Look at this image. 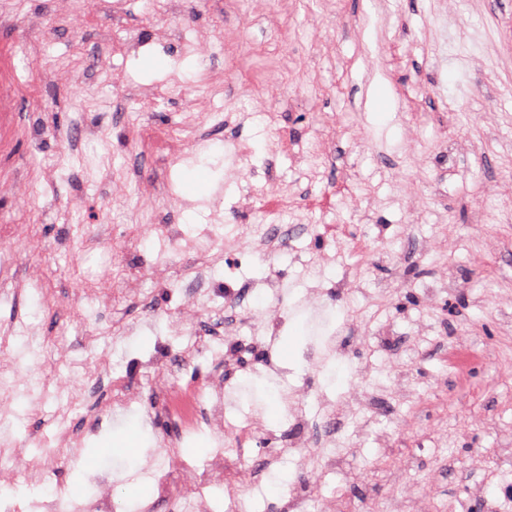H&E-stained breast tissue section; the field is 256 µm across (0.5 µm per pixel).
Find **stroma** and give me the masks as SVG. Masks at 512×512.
Wrapping results in <instances>:
<instances>
[{"label":"stroma","mask_w":512,"mask_h":512,"mask_svg":"<svg viewBox=\"0 0 512 512\" xmlns=\"http://www.w3.org/2000/svg\"><path fill=\"white\" fill-rule=\"evenodd\" d=\"M76 0L62 18L53 0H0V82H14L9 111L0 112V221L33 226L41 247L18 256L17 276L39 272L48 300L21 296L0 304V319L36 329L44 344L17 340L0 365L20 375L69 377L56 365V339L71 356L84 351L75 325L108 331L126 322L128 336L108 340L114 373L142 389V412L117 416L96 435L62 454L56 479L75 481L89 496L95 479L116 480L123 512H140L146 495L127 491L122 475L149 466L159 436L174 423L160 415L159 393L146 388L143 355L174 363L163 340L176 296L165 279L147 276L142 300L120 304L113 317L77 308L76 288L94 281L109 260L89 247L104 226L137 228L176 221L184 237L222 214L226 230L244 226L261 238L272 217L264 185L303 205L292 225L342 224L346 246L325 265V243L307 236L292 249L228 270L216 254L209 292L245 296L264 307L269 295L253 281L277 273L292 309L271 349L249 336L235 340L237 363L208 366L222 376L240 411L272 412L280 383L260 366L266 351L298 365L317 334L304 303L313 287L335 299L348 279L351 307L327 308L337 327L354 326L346 362L328 366L307 384L308 399L352 402L377 389L386 443H357L352 428L339 437L335 464L307 452L316 478L311 512L331 495L362 496V512H470L495 501L512 512V485L501 465L512 459V0ZM223 37L221 57L203 62L188 48L203 34ZM216 73L208 80L205 69ZM88 120L83 153L66 148L74 113ZM220 112L205 145L186 149L173 181L134 149L147 123H204ZM244 143V158L231 155ZM398 254L365 260L360 243ZM137 242L113 260L122 266L161 250ZM387 327L393 341L379 349L372 332ZM474 349L481 362L459 371L452 351ZM29 396L11 405L10 432L48 434L58 406L47 397L33 414ZM137 429L141 459L109 465L114 443ZM293 478L279 461L252 495L254 512H274Z\"/></svg>","instance_id":"35a3bbf8"}]
</instances>
